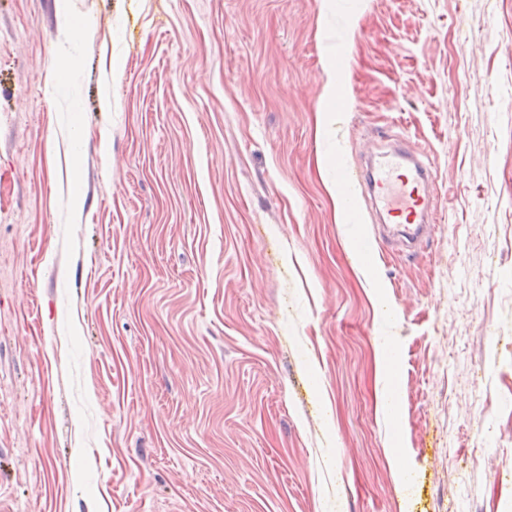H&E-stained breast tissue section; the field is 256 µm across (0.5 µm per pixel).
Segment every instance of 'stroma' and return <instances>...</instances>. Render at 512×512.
I'll return each instance as SVG.
<instances>
[{"label":"stroma","instance_id":"obj_1","mask_svg":"<svg viewBox=\"0 0 512 512\" xmlns=\"http://www.w3.org/2000/svg\"><path fill=\"white\" fill-rule=\"evenodd\" d=\"M0 512H512V0H0ZM378 160L359 168L354 174L336 156L332 171L336 187L350 218L355 213L351 183L355 178L362 187L372 210L398 234L392 239L397 251L414 255L435 227L436 211L431 206L427 189L434 179L424 154L406 140L394 138Z\"/></svg>","mask_w":512,"mask_h":512}]
</instances>
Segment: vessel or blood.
<instances>
[{
  "instance_id": "obj_1",
  "label": "vessel or blood",
  "mask_w": 512,
  "mask_h": 512,
  "mask_svg": "<svg viewBox=\"0 0 512 512\" xmlns=\"http://www.w3.org/2000/svg\"><path fill=\"white\" fill-rule=\"evenodd\" d=\"M332 171L336 187L347 213H354L352 183H359L372 210L395 231L393 240L399 253L418 252L436 220L427 190L434 179L424 155L406 140L397 138L375 160L357 171L346 168L341 158H334Z\"/></svg>"
}]
</instances>
